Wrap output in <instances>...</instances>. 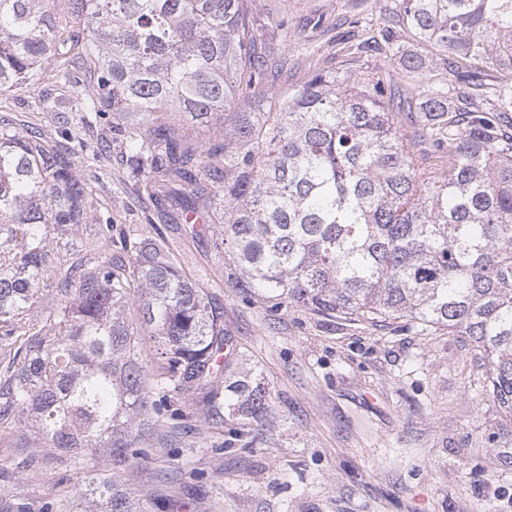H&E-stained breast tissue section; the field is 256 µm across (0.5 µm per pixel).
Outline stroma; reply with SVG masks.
Returning <instances> with one entry per match:
<instances>
[{
  "mask_svg": "<svg viewBox=\"0 0 512 512\" xmlns=\"http://www.w3.org/2000/svg\"><path fill=\"white\" fill-rule=\"evenodd\" d=\"M398 0H255L263 42L288 57L272 91L288 97L310 76V52L328 56L350 21L376 25ZM321 16L332 30L308 28ZM287 22V34L277 25ZM0 116L53 136L61 130L24 90L0 93ZM114 233H163L185 272L224 307L235 348L231 367L263 378L274 421L263 439L232 436L234 421L198 423L178 447L146 437L137 458L113 470L90 453L69 470L29 427L0 423V464L18 468L14 494L33 508L52 499L81 512L75 489L86 475L113 471L152 512H512V422L486 390V369L466 337L405 319L368 322L299 307L270 311L246 302L224 276V258L195 236L180 212L143 202L140 184L115 154L81 166Z\"/></svg>",
  "mask_w": 512,
  "mask_h": 512,
  "instance_id": "1",
  "label": "stroma"
}]
</instances>
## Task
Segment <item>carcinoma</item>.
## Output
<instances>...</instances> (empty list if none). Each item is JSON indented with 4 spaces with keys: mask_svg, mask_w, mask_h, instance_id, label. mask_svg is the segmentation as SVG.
Here are the masks:
<instances>
[{
    "mask_svg": "<svg viewBox=\"0 0 512 512\" xmlns=\"http://www.w3.org/2000/svg\"><path fill=\"white\" fill-rule=\"evenodd\" d=\"M253 6L0 0V92L25 89L83 124L112 113L145 196L221 225L212 245L246 301L467 337L512 421V132L500 122L512 112V0H400L379 30L399 79L329 65L286 99L264 91L287 60L263 49ZM433 65L445 82L413 96ZM200 130L214 132L206 147L190 138ZM80 224L101 225L83 251L113 241L71 153L0 117V328L24 335L0 378V421L31 423L76 470L90 451L128 462L184 399L209 424L235 416L238 437L264 434L268 389L254 373L224 379V307L168 240L137 233L120 240L125 261L63 269ZM50 272L58 303L37 318ZM75 495L82 512L153 508L110 477ZM0 512L32 508L0 493Z\"/></svg>",
    "mask_w": 512,
    "mask_h": 512,
    "instance_id": "cac0c4a2",
    "label": "carcinoma"
}]
</instances>
